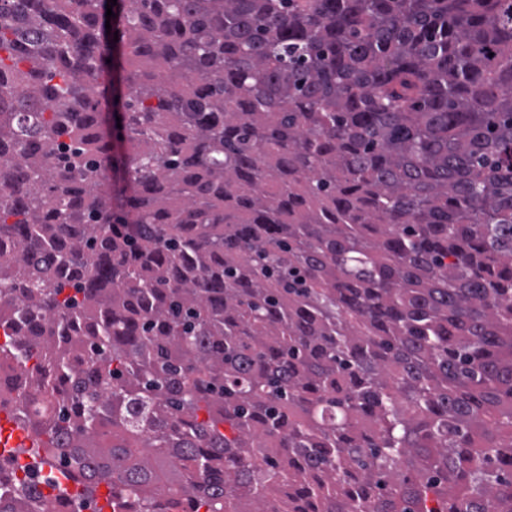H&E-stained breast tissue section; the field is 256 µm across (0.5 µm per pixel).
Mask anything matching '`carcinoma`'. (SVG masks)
I'll return each instance as SVG.
<instances>
[{
	"instance_id": "1",
	"label": "carcinoma",
	"mask_w": 512,
	"mask_h": 512,
	"mask_svg": "<svg viewBox=\"0 0 512 512\" xmlns=\"http://www.w3.org/2000/svg\"><path fill=\"white\" fill-rule=\"evenodd\" d=\"M106 5L0 0V512H512V0H117L119 155ZM21 445H25L27 448L31 446L26 432L15 422L5 419L2 414L0 418V453L7 454V450L10 448H18Z\"/></svg>"
}]
</instances>
